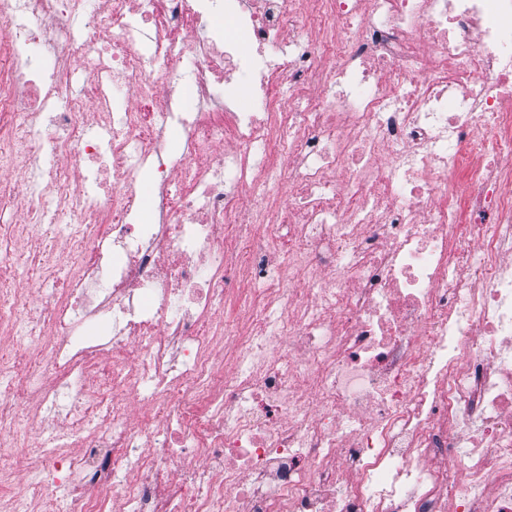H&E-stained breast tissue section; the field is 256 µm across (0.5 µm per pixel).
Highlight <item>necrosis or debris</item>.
I'll return each instance as SVG.
<instances>
[{"label": "necrosis or debris", "mask_w": 512, "mask_h": 512, "mask_svg": "<svg viewBox=\"0 0 512 512\" xmlns=\"http://www.w3.org/2000/svg\"><path fill=\"white\" fill-rule=\"evenodd\" d=\"M209 11L0 0V170L45 149L103 190L0 180V512H512V0ZM242 70L245 112L216 94ZM48 199L68 265L36 303L12 267L56 274L16 250Z\"/></svg>", "instance_id": "necrosis-or-debris-1"}]
</instances>
